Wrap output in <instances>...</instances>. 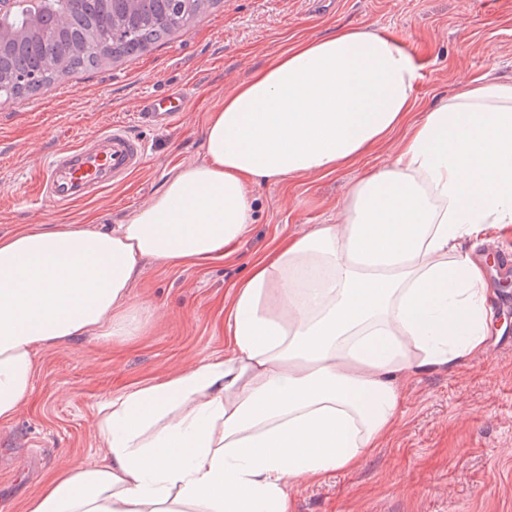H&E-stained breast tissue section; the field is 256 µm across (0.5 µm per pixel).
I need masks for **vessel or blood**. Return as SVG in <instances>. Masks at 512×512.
<instances>
[{
  "label": "vessel or blood",
  "mask_w": 512,
  "mask_h": 512,
  "mask_svg": "<svg viewBox=\"0 0 512 512\" xmlns=\"http://www.w3.org/2000/svg\"><path fill=\"white\" fill-rule=\"evenodd\" d=\"M186 106L187 97L182 92L143 100L146 115L160 128L174 125ZM148 154V143L132 134L127 126L109 125L50 156L39 183L38 197L44 204L67 208L142 170Z\"/></svg>",
  "instance_id": "b4317fda"
}]
</instances>
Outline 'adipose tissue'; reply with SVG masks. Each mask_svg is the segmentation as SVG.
Returning a JSON list of instances; mask_svg holds the SVG:
<instances>
[{"instance_id": "adipose-tissue-1", "label": "adipose tissue", "mask_w": 512, "mask_h": 512, "mask_svg": "<svg viewBox=\"0 0 512 512\" xmlns=\"http://www.w3.org/2000/svg\"><path fill=\"white\" fill-rule=\"evenodd\" d=\"M420 77L390 35L298 42L226 93L201 162L124 223L0 238V422L33 389L37 349L132 335L151 259L211 261L249 232L250 188L332 174L405 134L332 224L264 252L238 282L224 359L105 402L102 462L62 468L27 512H290V487L360 462L393 429L406 380L481 352L486 266L465 251L512 227V83L475 80L410 120Z\"/></svg>"}]
</instances>
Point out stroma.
<instances>
[{"label":"stroma","instance_id":"stroma-1","mask_svg":"<svg viewBox=\"0 0 512 512\" xmlns=\"http://www.w3.org/2000/svg\"><path fill=\"white\" fill-rule=\"evenodd\" d=\"M392 35L416 57L412 118L473 79L512 80V0H222L149 51L79 69L0 105V236L55 224L123 223L182 165L203 158L213 104L296 40L342 28ZM181 90L189 107L169 129L147 125L141 98ZM148 141L145 168L66 211L35 204L47 158L113 123ZM401 133L332 175L255 187V221L224 258L178 265L144 261L131 301L151 315L134 335L43 347L33 390L0 422V512L60 468L104 455L99 408L128 390L223 359L234 285L284 237L330 224L350 186L392 160ZM485 350L450 370L410 378L397 424L353 469L290 490L291 512H512V301L490 296Z\"/></svg>","mask_w":512,"mask_h":512}]
</instances>
